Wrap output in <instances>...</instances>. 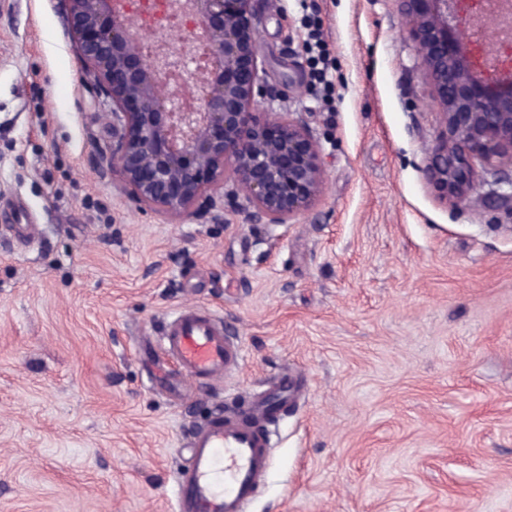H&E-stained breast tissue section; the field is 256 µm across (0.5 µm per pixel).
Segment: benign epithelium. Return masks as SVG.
Wrapping results in <instances>:
<instances>
[{
    "label": "benign epithelium",
    "mask_w": 512,
    "mask_h": 512,
    "mask_svg": "<svg viewBox=\"0 0 512 512\" xmlns=\"http://www.w3.org/2000/svg\"><path fill=\"white\" fill-rule=\"evenodd\" d=\"M93 90L112 100V151L140 207L175 224L229 201L249 224H285L323 191L321 142L299 112L252 107L269 98L258 63L256 0H187L180 37L149 57L117 0H60ZM418 41L417 65L440 107L423 175L457 205L512 214V0H401ZM498 21L496 41L463 43L462 14Z\"/></svg>",
    "instance_id": "obj_1"
}]
</instances>
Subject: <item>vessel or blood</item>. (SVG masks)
<instances>
[{"mask_svg":"<svg viewBox=\"0 0 512 512\" xmlns=\"http://www.w3.org/2000/svg\"><path fill=\"white\" fill-rule=\"evenodd\" d=\"M161 345L190 383L222 380L244 357L238 337L226 334L223 318L193 303L165 322ZM303 388L300 378L275 375L252 396L247 412L217 413L195 428L171 485L173 512H247L270 471L267 425Z\"/></svg>","mask_w":512,"mask_h":512,"instance_id":"b4317fda","label":"vessel or blood"}]
</instances>
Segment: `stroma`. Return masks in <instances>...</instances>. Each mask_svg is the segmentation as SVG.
Wrapping results in <instances>:
<instances>
[{
  "instance_id": "35a3bbf8",
  "label": "stroma",
  "mask_w": 512,
  "mask_h": 512,
  "mask_svg": "<svg viewBox=\"0 0 512 512\" xmlns=\"http://www.w3.org/2000/svg\"><path fill=\"white\" fill-rule=\"evenodd\" d=\"M256 24L323 192L285 224H174L103 162L112 105L58 0H0V512H171L192 428L284 368L305 390L249 512H512V219L425 180L438 105L398 0H276ZM290 79L309 95L282 96ZM16 199L35 239L4 228ZM185 301L244 360L174 400L138 348Z\"/></svg>"
}]
</instances>
